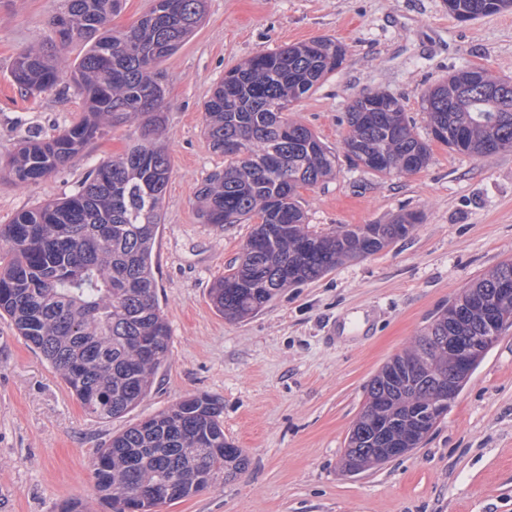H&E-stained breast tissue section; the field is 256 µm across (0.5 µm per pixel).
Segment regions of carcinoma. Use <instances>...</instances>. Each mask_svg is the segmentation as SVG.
Wrapping results in <instances>:
<instances>
[{
  "mask_svg": "<svg viewBox=\"0 0 512 512\" xmlns=\"http://www.w3.org/2000/svg\"><path fill=\"white\" fill-rule=\"evenodd\" d=\"M64 5L71 33L20 52L12 77L31 95L68 80L84 112L55 135L23 142L0 162V174L20 187L34 184L77 157L109 122L137 119L140 136L124 155L90 170L75 192L0 226V316L44 356L87 414L110 421L151 393L170 357L154 277L170 174L167 148L156 138L165 107L159 66L200 26L206 0H152L147 14L120 30L111 26L120 0ZM509 6L512 0H448L462 21ZM77 41L85 53L66 70L55 50ZM345 54L328 37L258 53L225 73L204 104L203 133L224 156V168L200 189V215L220 229L259 219L238 260L210 289L212 308L226 319L258 314L282 289L375 254L419 223L417 213L404 211L391 224H346L326 233L306 224L298 189L333 174L337 156L287 111L335 73ZM497 84L488 91L464 68L428 88L423 102L433 138L476 157L511 150L512 83ZM347 122L343 148L352 166L377 176L427 166L430 145L394 95L357 98ZM500 288H512V260L474 279L429 317L409 350L380 368L347 436L343 469L364 472L388 462L384 448L419 447L437 425L427 402L441 387L461 390L470 379L448 361V337L501 335ZM223 414L219 400L194 394L127 428L92 460L96 491L112 512H160L237 477L248 460L224 436Z\"/></svg>",
  "mask_w": 512,
  "mask_h": 512,
  "instance_id": "cac0c4a2",
  "label": "carcinoma"
}]
</instances>
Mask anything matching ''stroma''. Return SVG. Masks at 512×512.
Masks as SVG:
<instances>
[{"label":"stroma","mask_w":512,"mask_h":512,"mask_svg":"<svg viewBox=\"0 0 512 512\" xmlns=\"http://www.w3.org/2000/svg\"><path fill=\"white\" fill-rule=\"evenodd\" d=\"M63 0H0V156L25 139L76 122L73 85L27 96L14 58L43 42ZM317 37L346 48L342 65L289 116L341 149L347 112L365 94L399 98L431 144L421 171L379 177L339 158L335 177L301 189L309 224L421 221L406 238L281 291L257 315H217L209 289L239 256L254 222L205 224L197 195L223 168L203 134L204 103L225 72L263 51ZM476 65L512 80V8L461 21L448 0H207L203 22L161 68L170 178L155 245L158 297L171 330L170 359L150 395L120 418L89 417L37 351L0 318V512H52L80 499L112 512L90 465L112 436L190 394L224 405V435L249 460L235 479L162 512H512V329L489 350L420 448L358 475L340 468L350 429L379 368L409 347L427 318L472 280L512 259V150L472 157L432 141L426 89ZM139 133L105 128L40 182L0 180V225L63 197Z\"/></svg>","instance_id":"1"}]
</instances>
